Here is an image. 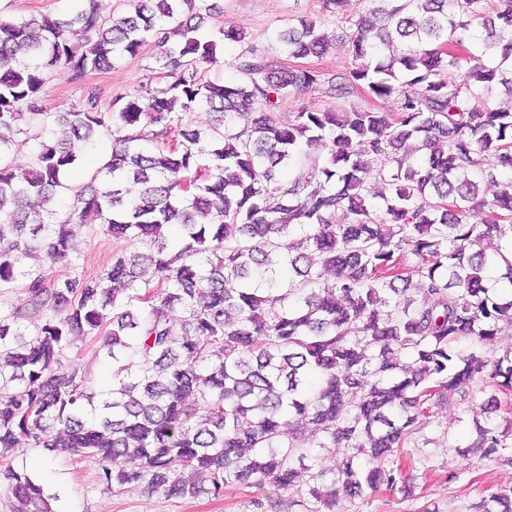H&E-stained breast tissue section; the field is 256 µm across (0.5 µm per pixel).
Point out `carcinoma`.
Wrapping results in <instances>:
<instances>
[{
  "label": "carcinoma",
  "mask_w": 512,
  "mask_h": 512,
  "mask_svg": "<svg viewBox=\"0 0 512 512\" xmlns=\"http://www.w3.org/2000/svg\"><path fill=\"white\" fill-rule=\"evenodd\" d=\"M348 2L323 0L322 17L276 33L287 56L319 58L328 19L349 24L352 66L330 79L248 48L239 80H204L200 66L219 56L197 36L209 0H134L116 24L96 0L66 19L0 20V290L21 285L34 315L27 326L21 307L0 309L11 512H54L59 500L13 465L23 442L93 460L118 493L294 487L302 512L382 487L410 495L391 458L432 408L474 386L493 390L489 417L458 452L512 466V418H491L512 400V351L486 355L512 326V110L490 102L496 90L512 98V0H364L354 16ZM149 42L164 83L105 109L90 93L78 109L43 111L49 71L80 79ZM308 89L397 107L281 120V102ZM197 110L214 114L206 131L183 123ZM33 128L31 165L16 168L15 137ZM103 134L112 150L91 184L72 188L63 213L44 209ZM317 142L324 159L304 150ZM295 158L304 164L282 180ZM90 224L134 250L93 277H47L45 265L72 263ZM78 336L99 339L112 365L100 394L64 363ZM306 447L344 449L331 479L312 472ZM470 509L512 512V486Z\"/></svg>",
  "instance_id": "carcinoma-1"
}]
</instances>
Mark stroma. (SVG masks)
Wrapping results in <instances>:
<instances>
[{
	"instance_id": "35a3bbf8",
	"label": "stroma",
	"mask_w": 512,
	"mask_h": 512,
	"mask_svg": "<svg viewBox=\"0 0 512 512\" xmlns=\"http://www.w3.org/2000/svg\"><path fill=\"white\" fill-rule=\"evenodd\" d=\"M221 12L209 18L201 34L221 42L220 60L203 68L205 79L214 82L237 80L232 63L243 45L221 41L220 28L235 27L248 34L247 45L286 66L296 59L284 54L274 39L277 30L296 23L301 17H314L322 10V0H217ZM74 0H0V17L22 20L38 14L67 18ZM154 46H144L138 55L115 60L111 70L90 72L73 78L65 68L52 70L47 78L42 107L47 112H65L81 106L88 93H95L100 106L126 95L146 82H158L163 71ZM79 258L75 267L46 266L54 278L78 270L96 275L110 264L125 243L113 239L99 224L89 225L77 237ZM69 361L78 363L94 380L96 389H108L112 368L99 352L96 338L76 339L67 352ZM486 395L473 388L465 397L454 398L445 406L432 409L412 439L400 464L414 487L413 497L379 491L363 500L341 502L339 512H417L423 501L435 504L438 512H467L471 502L488 496L497 488L512 485V467L496 458L472 455L462 457L458 450L474 438L472 418L480 414ZM15 466L27 469L48 490L59 495V512H298L289 507L291 490L274 487H248L234 484L219 494L192 499H165L138 490L113 493L107 490L92 460L67 453L48 454L41 448H18Z\"/></svg>"
}]
</instances>
